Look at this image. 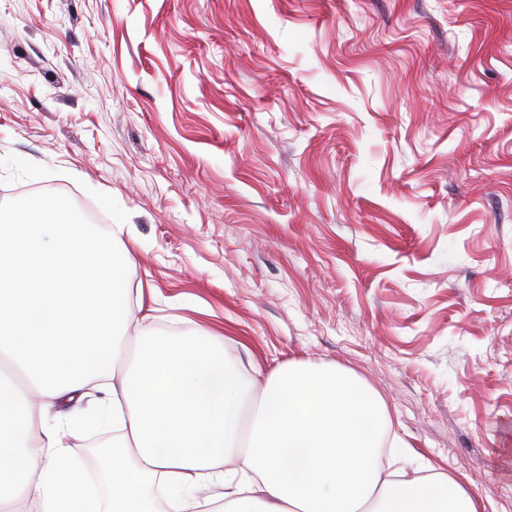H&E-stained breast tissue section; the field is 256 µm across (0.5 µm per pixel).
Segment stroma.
I'll return each instance as SVG.
<instances>
[{
  "mask_svg": "<svg viewBox=\"0 0 512 512\" xmlns=\"http://www.w3.org/2000/svg\"><path fill=\"white\" fill-rule=\"evenodd\" d=\"M32 186L129 248V335L352 370L512 512V0H0Z\"/></svg>",
  "mask_w": 512,
  "mask_h": 512,
  "instance_id": "1",
  "label": "stroma"
}]
</instances>
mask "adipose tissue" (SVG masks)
Masks as SVG:
<instances>
[{
    "label": "adipose tissue",
    "instance_id": "obj_1",
    "mask_svg": "<svg viewBox=\"0 0 512 512\" xmlns=\"http://www.w3.org/2000/svg\"><path fill=\"white\" fill-rule=\"evenodd\" d=\"M0 224V504L35 512H479L442 473L383 463L401 447L378 393L350 370L291 361L254 390L213 337L122 327L127 253L57 197ZM113 380L81 427L112 428L105 498L68 463L52 400ZM220 494L204 495V488Z\"/></svg>",
    "mask_w": 512,
    "mask_h": 512
}]
</instances>
